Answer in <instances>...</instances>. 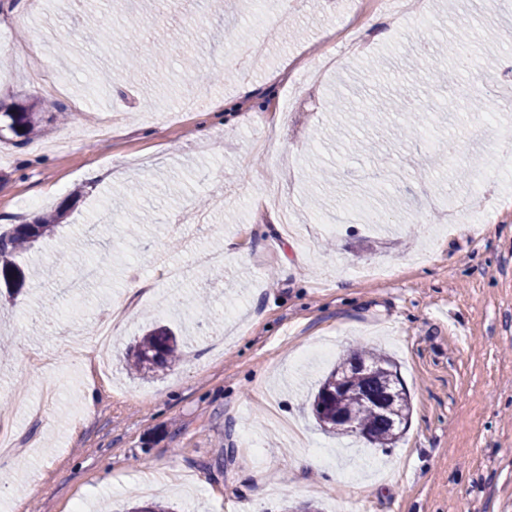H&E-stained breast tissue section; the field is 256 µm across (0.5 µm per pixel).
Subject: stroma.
Returning a JSON list of instances; mask_svg holds the SVG:
<instances>
[{
	"instance_id": "stroma-1",
	"label": "stroma",
	"mask_w": 512,
	"mask_h": 512,
	"mask_svg": "<svg viewBox=\"0 0 512 512\" xmlns=\"http://www.w3.org/2000/svg\"><path fill=\"white\" fill-rule=\"evenodd\" d=\"M261 6L0 0V106L43 116L39 138L0 140V227L83 192L55 235L18 259L49 277L0 298V441L12 448L0 455V512H128L156 500L142 490L153 476L181 481L165 492L179 512H512V176L497 175L512 132L501 105L512 80L500 67L512 55V0H428L396 29L368 18L372 53L337 46L338 70L300 99L289 86L340 33L351 0L333 10L293 0L264 58L233 60L234 41L266 39ZM141 12L149 25L101 42ZM470 34L477 74L422 78L416 51L432 48L425 66L448 69L442 46ZM158 35L165 52L146 54ZM134 55L145 58L136 72ZM103 72L110 85H97ZM474 76L491 80V110L460 97ZM365 96L388 105L375 124L335 109ZM412 103L421 123L404 138L394 117ZM132 181L135 200L124 196ZM357 182L374 191L378 222L323 232L312 197L333 216ZM485 187L506 202L489 225L449 223L455 199ZM217 195L223 207L196 234L199 200ZM124 212L138 218L137 237ZM200 250L223 268H205L174 297L154 254L186 265ZM104 255L111 279L73 303L68 275ZM140 277L151 292L130 294ZM200 293L216 321L188 336L170 370L132 378L125 357L144 312L182 329L184 301ZM118 300L133 308L87 372L68 350ZM50 304L57 315L35 316ZM361 344L387 353L411 398L390 448L325 433L311 412L319 381ZM302 452L319 470L294 468Z\"/></svg>"
}]
</instances>
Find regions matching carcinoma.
<instances>
[{
	"mask_svg": "<svg viewBox=\"0 0 512 512\" xmlns=\"http://www.w3.org/2000/svg\"><path fill=\"white\" fill-rule=\"evenodd\" d=\"M7 131L29 142L38 132L37 113L31 105H17L0 114ZM69 205L62 204L30 224H16L0 231V281L19 289L25 282L24 271L15 258L38 238L63 223ZM180 350V338L169 328L150 324L136 342L128 368L132 374L146 377L174 364ZM312 412L324 430L347 435L346 421L353 418L364 431V438L379 448L392 447L403 435L410 417V400L382 353L360 347L334 367L322 380L311 403Z\"/></svg>",
	"mask_w": 512,
	"mask_h": 512,
	"instance_id": "carcinoma-1",
	"label": "carcinoma"
}]
</instances>
